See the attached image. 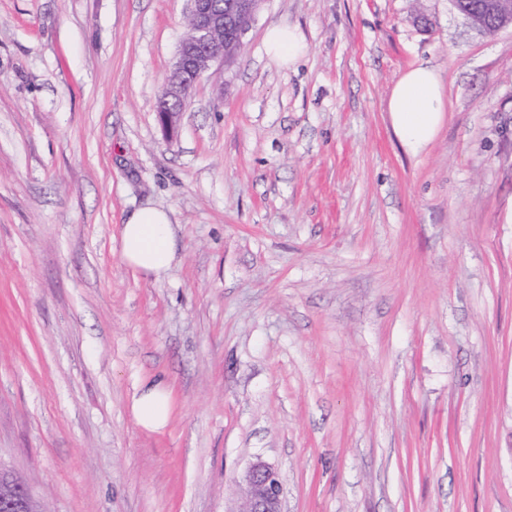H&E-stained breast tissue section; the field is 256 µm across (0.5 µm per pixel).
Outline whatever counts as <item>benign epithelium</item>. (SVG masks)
Masks as SVG:
<instances>
[{"label": "benign epithelium", "mask_w": 512, "mask_h": 512, "mask_svg": "<svg viewBox=\"0 0 512 512\" xmlns=\"http://www.w3.org/2000/svg\"><path fill=\"white\" fill-rule=\"evenodd\" d=\"M190 35L184 38L174 56L171 76L164 94L156 101V112L166 135L177 130L180 111L170 103L186 98L200 77L212 72L219 78L224 73L228 50L240 49L252 27L264 0H232L230 5L237 20L229 38H224L225 11L216 8L212 0H187ZM459 13L473 26L486 33H496L512 27V0H485L479 8L452 0ZM246 490L245 508L241 512H282L283 477L272 465L257 460L242 476ZM0 508L5 512H39L25 484L18 478L0 471Z\"/></svg>", "instance_id": "7a95c632"}]
</instances>
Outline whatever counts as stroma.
Returning a JSON list of instances; mask_svg holds the SVG:
<instances>
[{
  "instance_id": "obj_1",
  "label": "stroma",
  "mask_w": 512,
  "mask_h": 512,
  "mask_svg": "<svg viewBox=\"0 0 512 512\" xmlns=\"http://www.w3.org/2000/svg\"><path fill=\"white\" fill-rule=\"evenodd\" d=\"M186 0H0V469L47 512H512V29L451 0H265L174 137ZM307 44L267 58L272 25ZM426 63L448 110L386 111ZM150 204L161 277L121 258ZM171 386L166 428L141 384ZM447 110L438 71L423 63L411 67L397 79L386 108L396 136L414 155L433 141ZM175 235L169 215L163 209L134 210L121 230L123 261L147 275L167 272L175 255ZM131 411L142 427L153 431L164 429L172 414L167 386L161 381L145 385L134 395ZM246 490L245 508L239 512H282L283 477L272 465L256 460L241 480Z\"/></svg>"
}]
</instances>
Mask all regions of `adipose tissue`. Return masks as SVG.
Instances as JSON below:
<instances>
[{
	"label": "adipose tissue",
	"instance_id": "obj_1",
	"mask_svg": "<svg viewBox=\"0 0 512 512\" xmlns=\"http://www.w3.org/2000/svg\"><path fill=\"white\" fill-rule=\"evenodd\" d=\"M263 43L267 56L283 66L294 64L305 51L302 38L291 27L269 26ZM387 110L402 145L415 155L424 151L436 136L448 110L437 70L422 63L405 71L391 89ZM175 247L169 215L162 209H136L122 226V259L145 274L158 276L167 272ZM131 411L142 427L153 431L164 429L172 414L167 386L161 382L145 385L134 395Z\"/></svg>",
	"mask_w": 512,
	"mask_h": 512
}]
</instances>
